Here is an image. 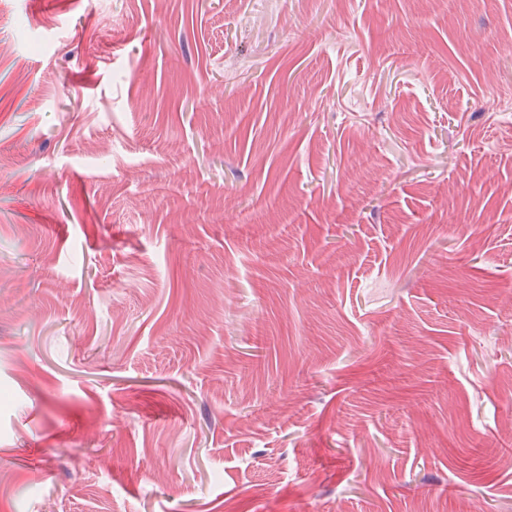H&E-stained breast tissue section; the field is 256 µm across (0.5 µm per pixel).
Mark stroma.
Listing matches in <instances>:
<instances>
[{
  "instance_id": "stroma-1",
  "label": "stroma",
  "mask_w": 512,
  "mask_h": 512,
  "mask_svg": "<svg viewBox=\"0 0 512 512\" xmlns=\"http://www.w3.org/2000/svg\"><path fill=\"white\" fill-rule=\"evenodd\" d=\"M0 512H512V0H0Z\"/></svg>"
}]
</instances>
